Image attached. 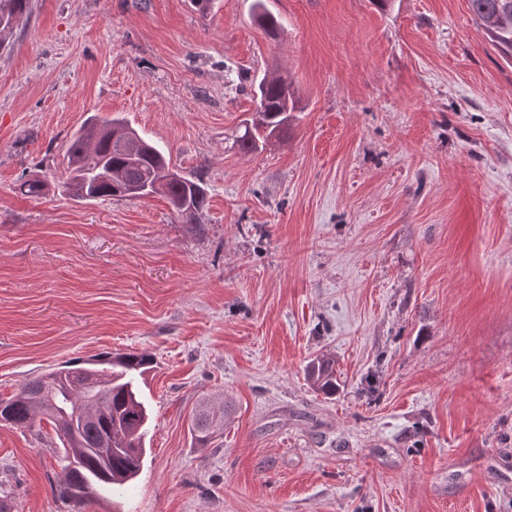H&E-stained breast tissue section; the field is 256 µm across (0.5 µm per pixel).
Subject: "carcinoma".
<instances>
[{
    "label": "carcinoma",
    "instance_id": "obj_1",
    "mask_svg": "<svg viewBox=\"0 0 512 512\" xmlns=\"http://www.w3.org/2000/svg\"><path fill=\"white\" fill-rule=\"evenodd\" d=\"M476 22L506 61H512V0H468ZM31 0H0V50L11 48L16 24L30 12ZM255 21L276 37L281 25L264 0H253ZM259 121L233 134V144L254 152L288 134L296 109L291 84L283 77H264L255 89ZM137 133L119 117L88 118L66 150L70 193L80 200L125 197L129 185L143 195L166 196L186 224L202 227L206 189L180 174L170 156L144 138L131 153L121 140ZM152 360L135 352L101 353L78 364L52 368L29 380L14 395L0 398V423L33 428L39 419L53 426L63 449L62 476L55 493L76 506L98 497H119L139 475L149 428V407L140 380ZM307 380L326 396L339 390L334 359L324 354L305 369ZM224 407L199 405L192 432L202 444L223 424Z\"/></svg>",
    "mask_w": 512,
    "mask_h": 512
}]
</instances>
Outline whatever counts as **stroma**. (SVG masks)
<instances>
[{"label":"stroma","mask_w":512,"mask_h":512,"mask_svg":"<svg viewBox=\"0 0 512 512\" xmlns=\"http://www.w3.org/2000/svg\"><path fill=\"white\" fill-rule=\"evenodd\" d=\"M32 0L0 52V397L99 353L153 357L136 485L78 512H512V65L468 0ZM290 78L288 135L232 134ZM208 204L76 200L90 115ZM29 178L43 196L20 193ZM335 360L328 397L308 361ZM224 406L207 444L202 400ZM49 423L0 425L11 512H71ZM252 12L255 21L262 26L271 37L279 35L281 25L277 17L269 12L264 0H253Z\"/></svg>","instance_id":"1"}]
</instances>
